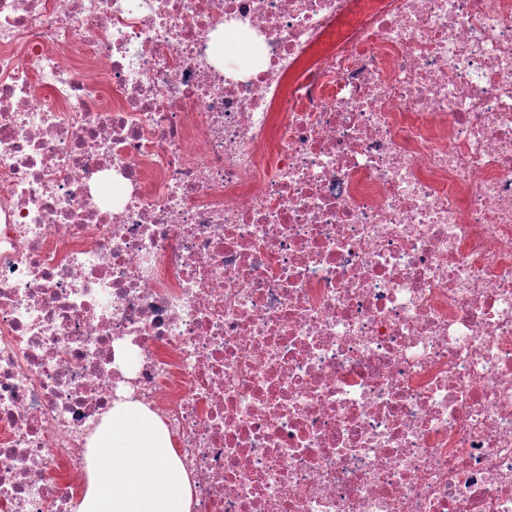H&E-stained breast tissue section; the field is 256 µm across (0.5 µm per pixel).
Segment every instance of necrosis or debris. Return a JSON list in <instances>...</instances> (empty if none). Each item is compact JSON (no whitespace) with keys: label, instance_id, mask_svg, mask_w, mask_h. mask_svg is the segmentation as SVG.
I'll return each instance as SVG.
<instances>
[{"label":"necrosis or debris","instance_id":"1","mask_svg":"<svg viewBox=\"0 0 512 512\" xmlns=\"http://www.w3.org/2000/svg\"><path fill=\"white\" fill-rule=\"evenodd\" d=\"M126 399L191 512H512V0H0V512Z\"/></svg>","mask_w":512,"mask_h":512}]
</instances>
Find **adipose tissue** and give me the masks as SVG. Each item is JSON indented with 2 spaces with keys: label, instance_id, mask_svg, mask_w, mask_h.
<instances>
[{
  "label": "adipose tissue",
  "instance_id": "obj_1",
  "mask_svg": "<svg viewBox=\"0 0 512 512\" xmlns=\"http://www.w3.org/2000/svg\"><path fill=\"white\" fill-rule=\"evenodd\" d=\"M182 459L142 403H114L90 439L88 479L75 512H191Z\"/></svg>",
  "mask_w": 512,
  "mask_h": 512
}]
</instances>
